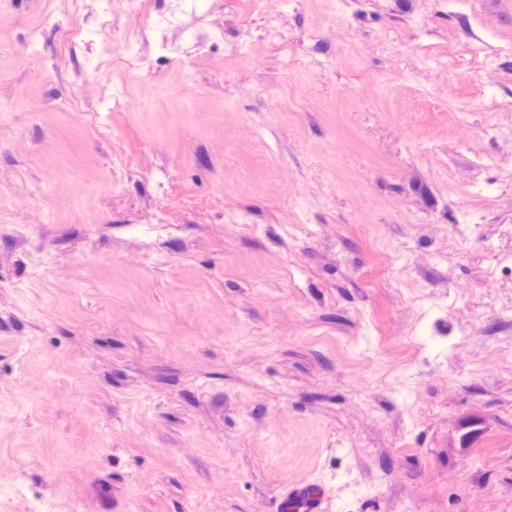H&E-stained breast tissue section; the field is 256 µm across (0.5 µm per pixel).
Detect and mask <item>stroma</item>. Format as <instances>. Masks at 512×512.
I'll list each match as a JSON object with an SVG mask.
<instances>
[{
	"mask_svg": "<svg viewBox=\"0 0 512 512\" xmlns=\"http://www.w3.org/2000/svg\"><path fill=\"white\" fill-rule=\"evenodd\" d=\"M81 2L0 0V512H512V0ZM326 486L318 481H286L278 495L276 512H330Z\"/></svg>",
	"mask_w": 512,
	"mask_h": 512,
	"instance_id": "obj_1",
	"label": "stroma"
}]
</instances>
